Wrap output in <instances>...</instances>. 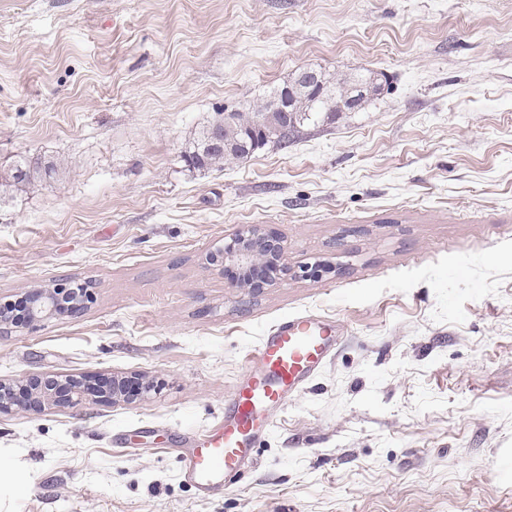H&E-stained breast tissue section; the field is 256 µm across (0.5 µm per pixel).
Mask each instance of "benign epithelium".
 Returning a JSON list of instances; mask_svg holds the SVG:
<instances>
[{"instance_id": "1", "label": "benign epithelium", "mask_w": 512, "mask_h": 512, "mask_svg": "<svg viewBox=\"0 0 512 512\" xmlns=\"http://www.w3.org/2000/svg\"><path fill=\"white\" fill-rule=\"evenodd\" d=\"M283 256L282 240L265 233L259 224L251 225L231 251V257L247 276V288L267 286L282 264ZM82 294L81 288L66 292L58 288L35 289L27 302L29 321L52 317L63 309H77ZM150 391L148 384L130 386L122 379L103 383L83 376H70L63 380L54 376H25L8 384L0 382V411L19 404L36 412L46 405L69 408L86 401L109 403L116 398L134 397Z\"/></svg>"}]
</instances>
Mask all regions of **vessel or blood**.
I'll return each instance as SVG.
<instances>
[{
	"instance_id": "b4317fda",
	"label": "vessel or blood",
	"mask_w": 512,
	"mask_h": 512,
	"mask_svg": "<svg viewBox=\"0 0 512 512\" xmlns=\"http://www.w3.org/2000/svg\"><path fill=\"white\" fill-rule=\"evenodd\" d=\"M340 330L317 317L286 318L263 336L249 372L238 384L223 421L189 437L181 474L198 495L219 494L252 460L256 441L267 431L272 410L313 378L332 355Z\"/></svg>"
}]
</instances>
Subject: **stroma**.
Here are the masks:
<instances>
[{
    "label": "stroma",
    "mask_w": 512,
    "mask_h": 512,
    "mask_svg": "<svg viewBox=\"0 0 512 512\" xmlns=\"http://www.w3.org/2000/svg\"><path fill=\"white\" fill-rule=\"evenodd\" d=\"M363 108L209 170L182 159L303 70ZM0 379L140 376L132 403L0 413V512H512V0H0ZM250 224L285 271L210 264ZM340 323L218 497L181 476L285 318ZM54 172V166L50 162L32 161L26 157H19L12 167L8 169L6 176H0L1 185H4L2 180L9 186H14L17 189L31 185L35 181L50 177ZM83 288H72L61 292L60 288H37L31 291L27 308L29 321H40L60 313L61 310H77ZM71 300L65 303L64 300Z\"/></svg>",
    "instance_id": "stroma-1"
}]
</instances>
